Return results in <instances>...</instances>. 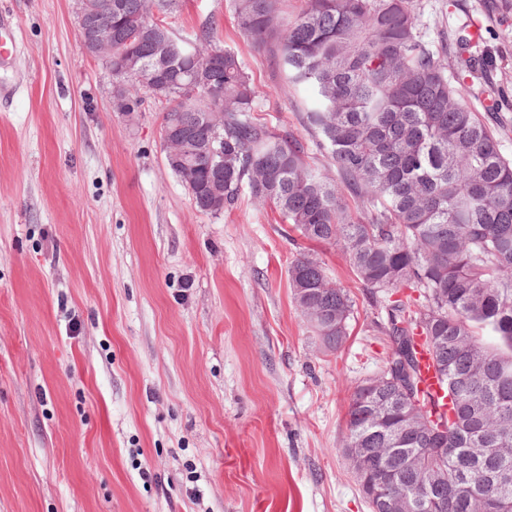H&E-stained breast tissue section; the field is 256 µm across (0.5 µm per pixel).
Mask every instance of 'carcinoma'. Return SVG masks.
I'll return each mask as SVG.
<instances>
[{"mask_svg":"<svg viewBox=\"0 0 512 512\" xmlns=\"http://www.w3.org/2000/svg\"><path fill=\"white\" fill-rule=\"evenodd\" d=\"M283 2L233 0L234 19L310 94L306 127L338 183L308 163L301 139L256 117L260 90L219 45L215 22L188 44L160 29L145 0H112V76L169 101L164 127L181 113H224V204L211 209V184L196 177L187 185L196 208L227 210L247 183L303 238L340 247L385 314L381 332L407 337L403 377L390 370L389 343L380 371L357 384L347 407L345 457L375 438L395 449L385 467L354 473L370 509L391 472L392 491L417 499L419 512H512V454L470 453L512 448V159L470 107L464 82L492 58L460 34L458 71L448 78V59L417 31L413 0H305L292 17ZM289 275L322 350L338 351L354 312L349 293L323 288L326 269L308 254ZM421 343L446 403L421 387ZM378 395L389 406L375 423L369 408ZM407 404L441 434L403 436ZM434 470L447 476L442 490L425 487Z\"/></svg>","mask_w":512,"mask_h":512,"instance_id":"cac0c4a2","label":"carcinoma"}]
</instances>
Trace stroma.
I'll list each match as a JSON object with an SVG mask.
<instances>
[{"instance_id": "obj_1", "label": "stroma", "mask_w": 512, "mask_h": 512, "mask_svg": "<svg viewBox=\"0 0 512 512\" xmlns=\"http://www.w3.org/2000/svg\"><path fill=\"white\" fill-rule=\"evenodd\" d=\"M77 0H0L16 49L0 66V512H369L342 453L356 384L385 336L335 246L302 238L241 188L206 213L170 169L169 104L115 105L110 66L84 49ZM433 46L472 23L494 70L469 103L512 157V10L416 0ZM209 21L262 91L256 115L303 140L305 95L236 25L230 0L163 14ZM320 259L354 301L350 337L322 352L289 285Z\"/></svg>"}]
</instances>
